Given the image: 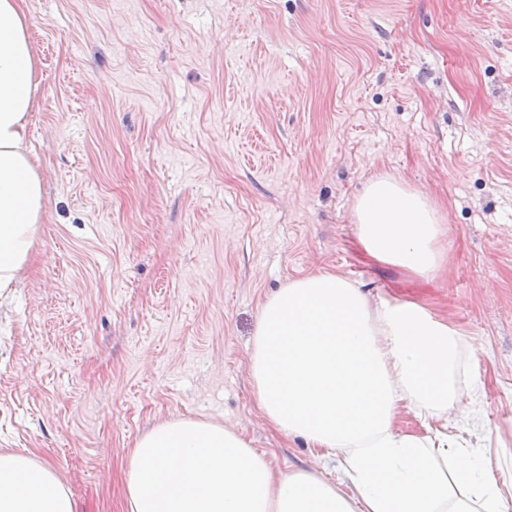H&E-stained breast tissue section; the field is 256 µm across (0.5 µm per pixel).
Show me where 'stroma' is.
I'll return each mask as SVG.
<instances>
[{"label": "stroma", "instance_id": "obj_1", "mask_svg": "<svg viewBox=\"0 0 512 512\" xmlns=\"http://www.w3.org/2000/svg\"><path fill=\"white\" fill-rule=\"evenodd\" d=\"M48 197L0 298V448L82 512H122L137 439L173 417L314 465L258 411L260 306L335 271L475 339L493 472L512 471V0H26ZM427 190L448 268L368 266L351 208L380 172Z\"/></svg>", "mask_w": 512, "mask_h": 512}]
</instances>
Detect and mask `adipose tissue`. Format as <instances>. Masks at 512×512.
I'll return each mask as SVG.
<instances>
[{
  "mask_svg": "<svg viewBox=\"0 0 512 512\" xmlns=\"http://www.w3.org/2000/svg\"><path fill=\"white\" fill-rule=\"evenodd\" d=\"M24 0H0V291L29 262L47 208L30 143L35 52ZM371 263L427 283L448 265V227L426 192L394 174L368 180L352 207ZM465 331L390 291L324 270L267 297L248 354L256 405L276 431L303 438L321 469L275 472L245 437L213 419L173 418L130 454L124 512H512L484 448L459 447L448 416L477 376L461 364ZM415 412L422 432H406ZM0 512H79L54 468L34 452L0 451Z\"/></svg>",
  "mask_w": 512,
  "mask_h": 512,
  "instance_id": "ef3b65f1",
  "label": "adipose tissue"
}]
</instances>
